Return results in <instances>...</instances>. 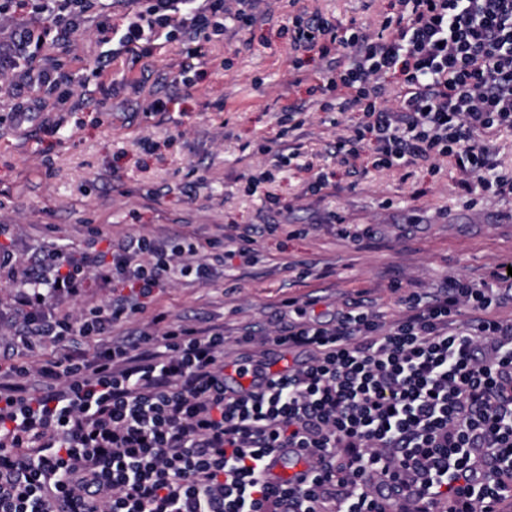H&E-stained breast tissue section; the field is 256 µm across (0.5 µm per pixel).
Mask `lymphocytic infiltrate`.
<instances>
[{
  "instance_id": "obj_1",
  "label": "lymphocytic infiltrate",
  "mask_w": 512,
  "mask_h": 512,
  "mask_svg": "<svg viewBox=\"0 0 512 512\" xmlns=\"http://www.w3.org/2000/svg\"><path fill=\"white\" fill-rule=\"evenodd\" d=\"M113 26L102 0H0L23 45L45 37L72 46L88 16L100 43L147 56L159 38L187 37L188 59L228 26H252L268 0H135ZM50 19L34 33L23 16ZM293 68L326 62L321 111L353 108L348 136L330 149L342 164L370 154L373 168L427 167L448 159L465 196H512L491 143L512 130V0H395L377 30L340 27L299 9L288 18ZM13 123L42 101L24 88L46 68L0 53ZM224 242L130 235L39 250L22 264L0 226V512H504L512 498V319L498 316L494 284L458 278L428 298L410 292L384 321L356 303L335 319L309 316L290 298L273 335L242 337L266 349L306 352L266 384L224 385V327L154 315L135 337L115 324L143 311L129 299L63 309L89 280L142 293L191 279H224ZM470 311L468 331L458 318ZM302 451L306 483L267 481L265 458Z\"/></svg>"
}]
</instances>
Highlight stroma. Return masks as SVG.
<instances>
[{"label": "stroma", "instance_id": "obj_1", "mask_svg": "<svg viewBox=\"0 0 512 512\" xmlns=\"http://www.w3.org/2000/svg\"><path fill=\"white\" fill-rule=\"evenodd\" d=\"M300 7L340 26H376L393 0H300ZM289 0H277L245 30H229L206 44L191 72L182 42L163 43L150 57L101 46L92 35L68 49L46 43L40 59L65 82L35 90L53 110L14 127L0 103V225H7L20 251L54 244L82 247L90 227L109 238L126 234L225 237L230 225L298 224L305 234H259L254 258L224 264V281L201 285L182 280L154 290L145 313L117 324L128 336L166 311L169 320L205 327L220 324L225 361L241 354L236 339L262 336L288 320L281 302L311 300V316L328 320L349 310L358 292L387 318L401 308L391 289L437 291L450 278L474 282L496 265L512 261V198L466 204L451 166L433 175L424 169H371L360 157L354 168L339 165L328 145L346 134L330 114L311 104L323 62L312 57L306 72L291 66ZM112 60L96 74L95 59ZM192 88H185L182 77ZM168 100L165 112L148 113L140 92ZM307 103L299 142L307 171L276 167V144L285 107ZM59 125L56 134L44 124ZM266 143L268 152L258 150ZM368 168L367 176L355 169ZM272 170L274 179L247 195L248 176ZM335 176L336 186L308 191L315 171ZM373 227L352 241L338 235L330 216Z\"/></svg>", "mask_w": 512, "mask_h": 512}]
</instances>
